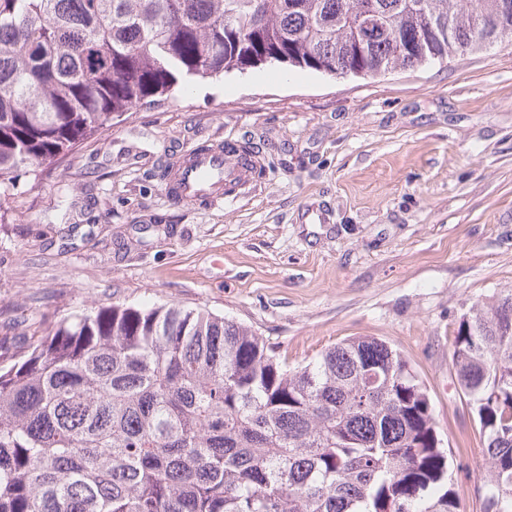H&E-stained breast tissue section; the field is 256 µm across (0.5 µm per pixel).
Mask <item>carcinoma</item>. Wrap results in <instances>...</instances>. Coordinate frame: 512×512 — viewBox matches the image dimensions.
<instances>
[{"label":"carcinoma","mask_w":512,"mask_h":512,"mask_svg":"<svg viewBox=\"0 0 512 512\" xmlns=\"http://www.w3.org/2000/svg\"><path fill=\"white\" fill-rule=\"evenodd\" d=\"M504 0H0V210L21 178L189 80L377 76L512 36ZM451 363L512 512V289ZM427 391L382 340L296 367L201 308L92 305L0 354V512H460Z\"/></svg>","instance_id":"obj_1"}]
</instances>
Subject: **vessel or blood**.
<instances>
[{
	"label": "vessel or blood",
	"mask_w": 512,
	"mask_h": 512,
	"mask_svg": "<svg viewBox=\"0 0 512 512\" xmlns=\"http://www.w3.org/2000/svg\"><path fill=\"white\" fill-rule=\"evenodd\" d=\"M251 187L247 171L220 144L206 153H189L168 182L174 198L186 203L205 199L215 205L223 202L225 194L236 196Z\"/></svg>",
	"instance_id": "b4317fda"
}]
</instances>
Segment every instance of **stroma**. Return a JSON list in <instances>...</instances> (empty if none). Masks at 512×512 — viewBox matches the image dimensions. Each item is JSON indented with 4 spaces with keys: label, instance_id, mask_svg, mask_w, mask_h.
I'll list each match as a JSON object with an SVG mask.
<instances>
[{
    "label": "stroma",
    "instance_id": "obj_1",
    "mask_svg": "<svg viewBox=\"0 0 512 512\" xmlns=\"http://www.w3.org/2000/svg\"><path fill=\"white\" fill-rule=\"evenodd\" d=\"M245 142L263 174L235 200L178 203L155 175ZM19 188L0 220V345L115 301L209 309L292 366L381 339L425 384L464 512H481L487 460L450 353L471 303L512 288V37L376 77L194 80Z\"/></svg>",
    "mask_w": 512,
    "mask_h": 512
}]
</instances>
